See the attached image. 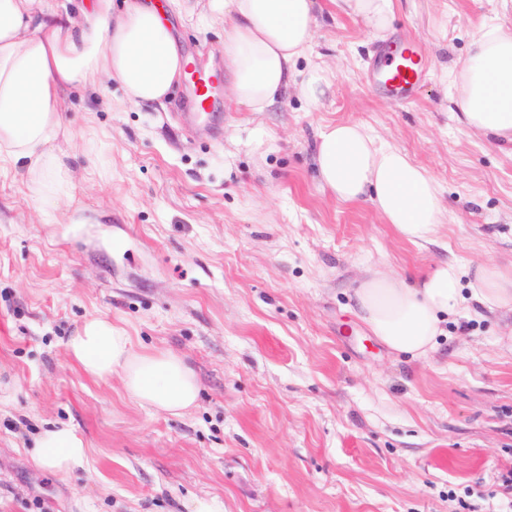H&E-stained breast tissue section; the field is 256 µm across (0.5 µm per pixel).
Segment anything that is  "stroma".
<instances>
[{
	"mask_svg": "<svg viewBox=\"0 0 512 512\" xmlns=\"http://www.w3.org/2000/svg\"><path fill=\"white\" fill-rule=\"evenodd\" d=\"M297 74L334 79L318 104L296 84L263 112L230 96L186 122L192 86L165 106L121 105L119 84L67 94L71 200L43 213L25 172L0 169V512H496L512 498V312L459 307L424 358L390 352L352 296L381 269L512 261V144L452 116L445 72L482 23L512 27V0H404L373 35L335 0ZM178 49L224 70L207 0L172 14ZM418 41L416 100L371 89L377 52ZM356 122L437 181L448 219L433 243L401 239L367 201L320 183L327 125ZM123 326L136 350L185 357L201 392L171 416L140 405L120 373L86 375L65 343L83 322ZM74 426L90 454L59 477L35 437Z\"/></svg>",
	"mask_w": 512,
	"mask_h": 512,
	"instance_id": "35a3bbf8",
	"label": "stroma"
}]
</instances>
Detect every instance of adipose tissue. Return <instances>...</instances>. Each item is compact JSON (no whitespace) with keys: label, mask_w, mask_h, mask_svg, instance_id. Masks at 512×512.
Masks as SVG:
<instances>
[{"label":"adipose tissue","mask_w":512,"mask_h":512,"mask_svg":"<svg viewBox=\"0 0 512 512\" xmlns=\"http://www.w3.org/2000/svg\"><path fill=\"white\" fill-rule=\"evenodd\" d=\"M397 0H339L348 15L378 34L391 28ZM227 15L224 62L233 100L263 111L287 87L297 61L315 37V0H211ZM76 23L66 4L0 0V164L22 169L44 185L42 204L63 202L56 188L66 174L59 139L68 137L65 93L116 81L128 102L164 105L185 59L170 20L148 0H93ZM455 117L464 127L512 143V29H477L464 62L449 73ZM317 174L337 200H369L404 240L430 242L447 214L436 181L398 148L378 143L361 124L340 122L315 143ZM469 291L475 313L512 309V267L483 263L468 268L437 264L418 285L407 276L374 271L355 290L356 313L388 350L426 356L446 318ZM69 357L90 377L120 372L126 393L139 404L171 415L193 408L199 381L185 358L169 351L135 350L122 326L88 319L66 342ZM89 450L69 425L39 434L35 462L57 473L84 468Z\"/></svg>","instance_id":"adipose-tissue-1"}]
</instances>
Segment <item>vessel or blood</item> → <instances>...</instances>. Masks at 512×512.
I'll list each match as a JSON object with an SVG mask.
<instances>
[{"label":"vessel or blood","mask_w":512,"mask_h":512,"mask_svg":"<svg viewBox=\"0 0 512 512\" xmlns=\"http://www.w3.org/2000/svg\"><path fill=\"white\" fill-rule=\"evenodd\" d=\"M384 56V64L378 71L381 86L389 93L395 106L411 104L417 97L425 69L417 44L405 41L388 47ZM186 74L195 91V97L189 104L191 112L208 114L215 106L212 95L213 76L192 64L187 66Z\"/></svg>","instance_id":"b4317fda"}]
</instances>
